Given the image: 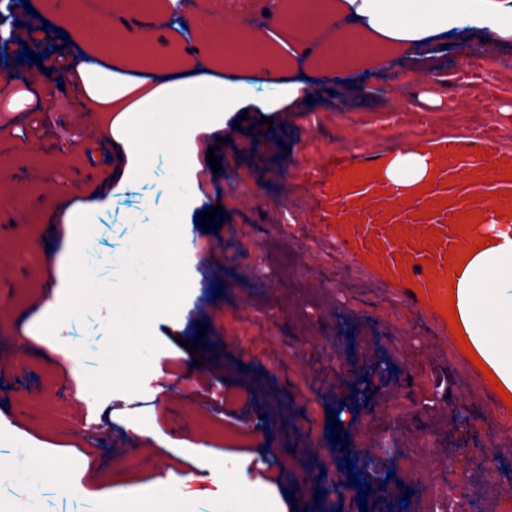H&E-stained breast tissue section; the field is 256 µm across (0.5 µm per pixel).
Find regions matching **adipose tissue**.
I'll return each instance as SVG.
<instances>
[{
	"label": "adipose tissue",
	"instance_id": "obj_1",
	"mask_svg": "<svg viewBox=\"0 0 512 512\" xmlns=\"http://www.w3.org/2000/svg\"><path fill=\"white\" fill-rule=\"evenodd\" d=\"M344 11L359 32L380 34L381 46H399L416 56L437 55L434 37L452 30L476 28L482 40L471 43L473 54H483L491 43L512 42V0H342ZM191 72L168 70L161 83L138 74L120 75L104 58L82 60L67 74L79 104L88 101L106 113L105 133L126 157L115 176L117 187L145 176L149 151L145 141L130 134L133 122L146 124L166 143L172 171L182 178V193L175 214L162 222L169 245L180 242V214L201 206L195 186L186 172L197 166L196 137L221 130L229 115L249 101L238 84L224 80L213 60V51L197 50ZM212 100L205 112H173L177 101ZM434 166L427 153L409 147L386 154L380 168L382 180L407 186L432 179ZM455 310L473 350L512 393V239H504L478 251L456 278ZM252 456L235 457L224 470V512H277L275 488L265 482L253 486L249 478Z\"/></svg>",
	"mask_w": 512,
	"mask_h": 512
}]
</instances>
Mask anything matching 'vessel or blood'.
Segmentation results:
<instances>
[{
	"label": "vessel or blood",
	"instance_id": "vessel-or-blood-1",
	"mask_svg": "<svg viewBox=\"0 0 512 512\" xmlns=\"http://www.w3.org/2000/svg\"><path fill=\"white\" fill-rule=\"evenodd\" d=\"M433 183L404 195L401 186L381 184L382 156L367 153L357 162L336 158V221L347 225L349 241L374 239L396 270L402 293L414 297L416 289L430 292L434 308L447 303L431 286L456 263L463 246L476 243L487 227L512 238V153L495 149L489 138L478 144L451 137L440 153ZM431 224L435 241L409 238L410 226Z\"/></svg>",
	"mask_w": 512,
	"mask_h": 512
}]
</instances>
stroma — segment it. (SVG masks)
Wrapping results in <instances>:
<instances>
[{
  "label": "stroma",
  "instance_id": "35a3bbf8",
  "mask_svg": "<svg viewBox=\"0 0 512 512\" xmlns=\"http://www.w3.org/2000/svg\"><path fill=\"white\" fill-rule=\"evenodd\" d=\"M25 9L44 14L52 50L77 51L86 0H28ZM258 36L261 68L224 70L251 88L249 118L222 130L220 172L196 174L205 202L183 219L199 252L186 257L190 287L178 315L151 325L161 348L141 392L99 399L88 389L109 341L108 304L66 319L55 335L39 329L62 277L64 240L52 226L108 192L110 143L66 137L69 112L47 104L49 123L36 131L44 149L0 161V512H104L111 498L147 491L165 470L184 475L186 512H221L224 472L194 471L200 448L220 460L281 459L286 476H262L289 491L285 512H417L421 486L408 487L404 507L384 484L393 436L438 470L482 480L475 459L512 407L483 382L448 322L402 295L382 258L338 251L329 161L472 130L512 150V113L503 111L512 106V45L478 57L468 39L449 38L433 66L453 82L438 87L402 48L327 73L316 56L289 52L301 32L280 23ZM482 61L494 82L478 72ZM273 70L281 81L310 83L314 95L300 111H269ZM401 102L408 110L396 138L382 120ZM176 196L160 142L150 173L93 217L85 255L102 283L120 282V257ZM215 206L219 227L202 228ZM340 267L351 276L337 279ZM178 337L198 343L203 365L175 345ZM342 409L350 422L337 426L334 448L326 422ZM34 463L49 464L76 494L29 478ZM352 467L371 485L367 502L347 483Z\"/></svg>",
  "mask_w": 512,
  "mask_h": 512
}]
</instances>
